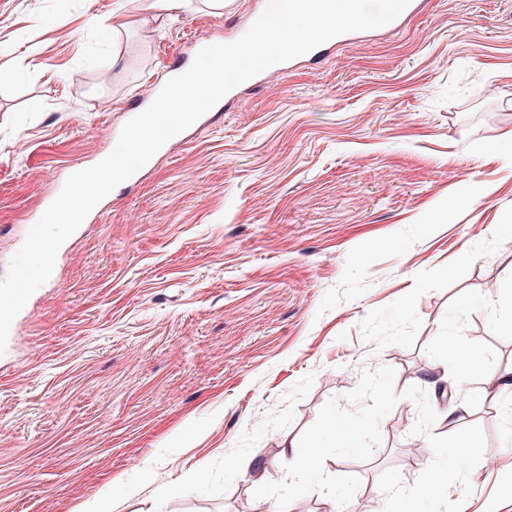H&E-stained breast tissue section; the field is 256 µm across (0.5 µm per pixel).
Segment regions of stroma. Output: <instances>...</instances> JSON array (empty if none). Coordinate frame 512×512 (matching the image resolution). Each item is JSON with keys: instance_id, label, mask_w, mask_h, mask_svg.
<instances>
[{"instance_id": "1", "label": "stroma", "mask_w": 512, "mask_h": 512, "mask_svg": "<svg viewBox=\"0 0 512 512\" xmlns=\"http://www.w3.org/2000/svg\"><path fill=\"white\" fill-rule=\"evenodd\" d=\"M236 2L153 19L146 0H0V279L138 91L268 0ZM511 138L512 0H424L401 31L243 87L113 190L15 318L0 512H83L102 493L112 512H257L284 441L382 366L400 398L380 445L324 463L360 480L342 512H382L380 475L409 486L433 460L411 448L412 385L432 433L482 427L470 500L512 512L500 393L457 377L449 351L512 375Z\"/></svg>"}]
</instances>
